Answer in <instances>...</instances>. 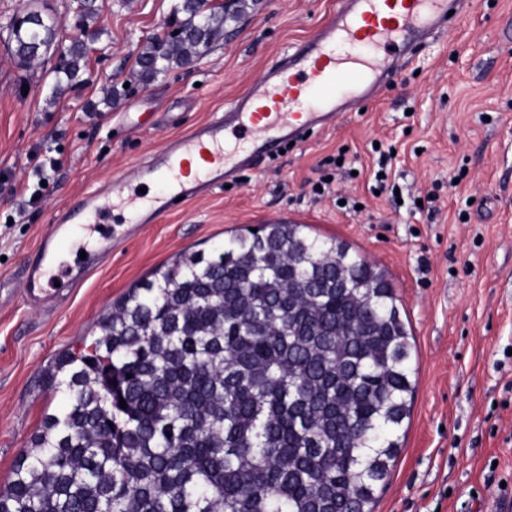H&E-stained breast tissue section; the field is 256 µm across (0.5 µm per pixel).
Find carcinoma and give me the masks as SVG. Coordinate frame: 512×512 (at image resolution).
<instances>
[{
  "label": "carcinoma",
  "mask_w": 512,
  "mask_h": 512,
  "mask_svg": "<svg viewBox=\"0 0 512 512\" xmlns=\"http://www.w3.org/2000/svg\"><path fill=\"white\" fill-rule=\"evenodd\" d=\"M180 13L139 54L142 81L224 34L210 0ZM5 28L24 67L59 49L54 93L80 82L84 45H62L60 19ZM305 228L179 256L59 354L44 379L66 408L20 454L0 512H373L411 416L412 333L382 270Z\"/></svg>",
  "instance_id": "obj_1"
}]
</instances>
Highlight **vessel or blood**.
Masks as SVG:
<instances>
[{"mask_svg": "<svg viewBox=\"0 0 512 512\" xmlns=\"http://www.w3.org/2000/svg\"><path fill=\"white\" fill-rule=\"evenodd\" d=\"M465 2L336 0L317 36L285 53L223 116L160 149L153 169L135 170L137 179L158 173L171 185L167 195L152 198L154 212L165 213L177 198L195 197L256 158L327 125L336 116L328 104L339 88H358L360 102L370 101L390 81L401 56L431 33L453 30L454 13ZM230 137L245 145V153L227 149ZM127 185L124 179L113 185L111 208H104L98 195L89 193L55 214L24 264L22 295L28 305L53 306L103 262V254L92 249L79 273L56 268L59 250L72 241L77 229L109 240L116 212L141 205L140 196L127 195Z\"/></svg>", "mask_w": 512, "mask_h": 512, "instance_id": "vessel-or-blood-1", "label": "vessel or blood"}]
</instances>
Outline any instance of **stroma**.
<instances>
[{"instance_id": "35a3bbf8", "label": "stroma", "mask_w": 512, "mask_h": 512, "mask_svg": "<svg viewBox=\"0 0 512 512\" xmlns=\"http://www.w3.org/2000/svg\"><path fill=\"white\" fill-rule=\"evenodd\" d=\"M175 3L103 0L81 25L76 0H36L87 46L81 85L57 99L58 52L22 67L0 27V489L64 408L43 380L58 352L90 343L112 303L179 254L282 221L384 270L411 324L412 415L374 512H512V0H469L454 32L405 57L365 111L162 216L112 224L107 258L59 306L22 302L26 257L56 209L90 190L111 203L115 179L222 115L336 0H252L202 56L142 84L137 56L173 25ZM391 146L396 198L374 192ZM36 154L60 161L43 188Z\"/></svg>"}]
</instances>
